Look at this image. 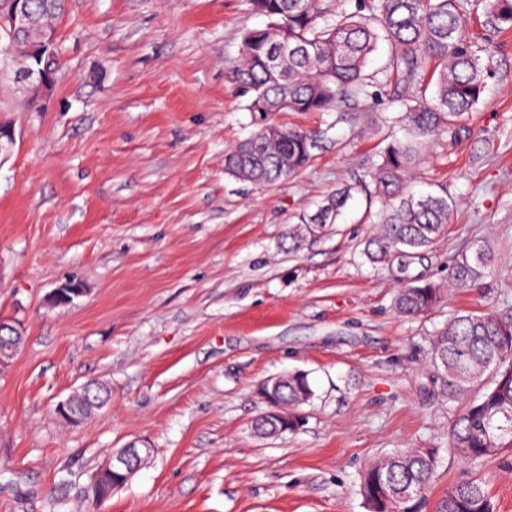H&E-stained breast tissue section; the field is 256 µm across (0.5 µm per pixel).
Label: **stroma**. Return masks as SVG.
Wrapping results in <instances>:
<instances>
[{"label":"stroma","mask_w":512,"mask_h":512,"mask_svg":"<svg viewBox=\"0 0 512 512\" xmlns=\"http://www.w3.org/2000/svg\"><path fill=\"white\" fill-rule=\"evenodd\" d=\"M265 23L248 0H66L42 110L0 90L15 139L0 161V320L26 338L0 370V512H85L107 453L131 442L151 454L105 512H367L361 472L409 448L438 451L432 498L479 478L512 512V472L448 450L492 375L451 391L431 354L456 313L512 312V33L467 17L492 70L467 132L413 185L456 206L403 269L366 260L362 200L301 252L284 244L297 214L366 177L376 136L324 144L272 189L225 175V149L252 129L231 70ZM483 245L486 277L449 289L456 256ZM72 276L80 296L53 304ZM410 282L443 290L414 318L394 307ZM293 370L315 392L303 426L257 436L261 386ZM90 380L108 405L60 419Z\"/></svg>","instance_id":"stroma-1"}]
</instances>
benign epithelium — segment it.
Listing matches in <instances>:
<instances>
[{
    "label": "benign epithelium",
    "mask_w": 512,
    "mask_h": 512,
    "mask_svg": "<svg viewBox=\"0 0 512 512\" xmlns=\"http://www.w3.org/2000/svg\"><path fill=\"white\" fill-rule=\"evenodd\" d=\"M34 25V16L28 8V0H0V30L12 38L8 51L0 58V75L12 72L13 83L28 94L32 111H40L42 102L50 97L55 87V27H48L37 40L28 42L22 36ZM82 292L80 284L66 281L53 292V301L68 304ZM23 345L20 327L0 321V368L9 365ZM150 449L138 448L130 443L111 451L106 462L99 468L97 478L112 485V489L124 486L140 469Z\"/></svg>",
    "instance_id": "obj_1"
}]
</instances>
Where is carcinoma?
Here are the masks:
<instances>
[{"mask_svg":"<svg viewBox=\"0 0 512 512\" xmlns=\"http://www.w3.org/2000/svg\"><path fill=\"white\" fill-rule=\"evenodd\" d=\"M66 0H29L43 26L55 23ZM267 18L246 31L233 77L250 95L254 113L249 136L224 152L225 174L255 186H277L306 168L325 131L284 128L257 112H339L353 136L380 127L400 126L397 138L380 140L371 186L344 184L325 196L312 213L288 227V251L338 223L362 193L367 217L377 231L363 254L373 265L416 258L445 231L454 202L445 189L415 194L411 175L427 161L431 147L453 144L470 112L482 100L490 61L486 47L465 34L467 7L482 9L484 25L496 33L512 30V0H250ZM393 53L382 78L366 71L379 42ZM390 92L399 108L389 117L368 111V88ZM491 254L478 248L456 263V285L467 288L491 266ZM440 298L430 283L399 290L396 308L404 316L429 310ZM433 362L448 388L463 390L493 372V386L465 405L448 429V448L461 460L483 465L499 460L512 471V315L463 312L433 340ZM313 396L307 374L278 377L264 400L269 410L256 431L277 437L296 430L291 411ZM437 455L430 448L386 454L368 464L360 492L369 512H423L436 478ZM434 512H493L480 479L454 482L437 500Z\"/></svg>","mask_w":512,"mask_h":512,"instance_id":"1","label":"carcinoma"}]
</instances>
